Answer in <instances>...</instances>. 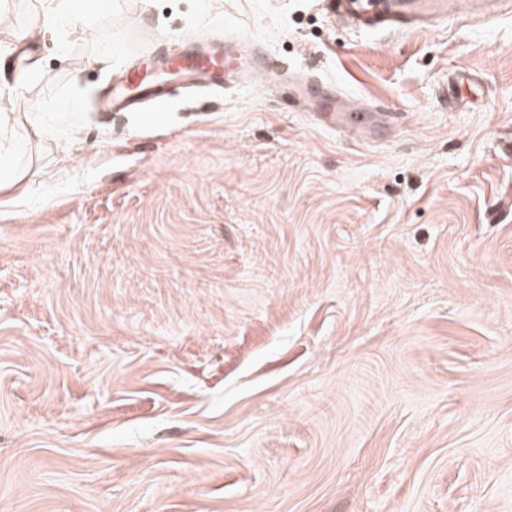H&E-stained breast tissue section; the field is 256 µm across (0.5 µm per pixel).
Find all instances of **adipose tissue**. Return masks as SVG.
<instances>
[{
    "label": "adipose tissue",
    "mask_w": 512,
    "mask_h": 512,
    "mask_svg": "<svg viewBox=\"0 0 512 512\" xmlns=\"http://www.w3.org/2000/svg\"><path fill=\"white\" fill-rule=\"evenodd\" d=\"M10 94L0 90V189L22 184L27 170L19 163L32 142L31 129L19 124L9 106Z\"/></svg>",
    "instance_id": "obj_1"
}]
</instances>
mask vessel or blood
<instances>
[{"label":"vessel or blood","instance_id":"vessel-or-blood-1","mask_svg":"<svg viewBox=\"0 0 512 512\" xmlns=\"http://www.w3.org/2000/svg\"><path fill=\"white\" fill-rule=\"evenodd\" d=\"M327 4L336 20L373 34L421 29L456 17L455 0H327ZM270 72L260 48L237 38L208 44L188 41L177 49L159 44L114 74L113 86L102 93L98 107L103 112H158L169 102L165 77L182 78L197 87L232 88ZM293 90L292 103L307 108L323 124L356 130L374 127L369 113L349 111L340 92L315 78L300 76Z\"/></svg>","mask_w":512,"mask_h":512}]
</instances>
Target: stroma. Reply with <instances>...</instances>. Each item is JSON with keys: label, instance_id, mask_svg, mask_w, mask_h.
<instances>
[{"label": "stroma", "instance_id": "35a3bbf8", "mask_svg": "<svg viewBox=\"0 0 512 512\" xmlns=\"http://www.w3.org/2000/svg\"><path fill=\"white\" fill-rule=\"evenodd\" d=\"M43 2L0 0L40 129L0 190V512H512V9L362 35L326 0H79L28 39ZM225 34L397 124L254 82L96 110L131 55ZM45 10L55 21L58 29L81 28L83 11L72 0H46ZM296 81L297 84H289L294 90L290 101L307 108L322 124L370 131L376 125L372 122L371 113L350 112L345 104L347 99L339 91L331 90L317 79L305 75Z\"/></svg>", "mask_w": 512, "mask_h": 512}]
</instances>
